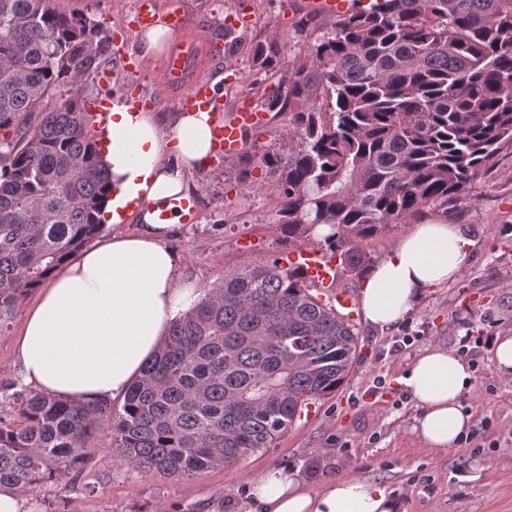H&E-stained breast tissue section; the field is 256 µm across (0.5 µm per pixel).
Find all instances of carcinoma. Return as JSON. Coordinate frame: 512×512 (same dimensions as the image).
Masks as SVG:
<instances>
[{
	"instance_id": "carcinoma-1",
	"label": "carcinoma",
	"mask_w": 512,
	"mask_h": 512,
	"mask_svg": "<svg viewBox=\"0 0 512 512\" xmlns=\"http://www.w3.org/2000/svg\"><path fill=\"white\" fill-rule=\"evenodd\" d=\"M111 35L54 0H0V336L24 300L104 227L111 174L82 81ZM275 41L254 65H280ZM61 86L70 96L27 123ZM268 108L293 113L299 148L278 173L279 231L340 254L360 275L373 237L422 208L459 200L512 148V0H370L339 17ZM330 227L321 237L318 227ZM358 335L279 260L224 274L173 325L121 403L63 402L4 387L0 488L33 493L69 475L104 430L117 461L189 479L275 446L298 414L335 392Z\"/></svg>"
}]
</instances>
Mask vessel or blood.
<instances>
[{
    "instance_id": "vessel-or-blood-1",
    "label": "vessel or blood",
    "mask_w": 512,
    "mask_h": 512,
    "mask_svg": "<svg viewBox=\"0 0 512 512\" xmlns=\"http://www.w3.org/2000/svg\"><path fill=\"white\" fill-rule=\"evenodd\" d=\"M195 55V42L185 39L165 60L164 79L169 85L183 89L182 94L175 100L176 109H206L213 112L214 156L221 161L234 158L245 145V133L266 124L267 119L261 113L246 107L227 109L225 103L218 98L211 82L191 79V60ZM121 66L129 76L127 92L134 107H156L155 98L142 96L139 91V77L146 67L145 60L137 56L122 60ZM280 264L284 268L297 271L308 286L319 288L330 306L349 314L350 317H357L360 302L356 295L340 287L341 272L334 253L315 247L297 246L281 255Z\"/></svg>"
}]
</instances>
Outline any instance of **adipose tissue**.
Returning <instances> with one entry per match:
<instances>
[{"label":"adipose tissue","instance_id":"ef3b65f1","mask_svg":"<svg viewBox=\"0 0 512 512\" xmlns=\"http://www.w3.org/2000/svg\"><path fill=\"white\" fill-rule=\"evenodd\" d=\"M107 162L118 209L143 198L166 204L187 197L188 174L210 163L207 111L184 113L170 132L155 115L123 98L107 114ZM133 232L119 231L57 271L25 313L16 342L19 382L34 393L95 405L124 400L161 349L172 325L198 299L168 241L174 220L138 209ZM470 246L454 224L417 225L374 267L361 290L365 319L385 330L427 289L453 281ZM418 410L413 431L436 450L458 445L468 427L461 398L473 386L468 363L440 348L420 353L400 379ZM256 512H408L400 495L366 480L331 476L311 486L298 471L271 467L252 486Z\"/></svg>","mask_w":512,"mask_h":512}]
</instances>
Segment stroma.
I'll use <instances>...</instances> for the list:
<instances>
[{
    "label": "stroma",
    "mask_w": 512,
    "mask_h": 512,
    "mask_svg": "<svg viewBox=\"0 0 512 512\" xmlns=\"http://www.w3.org/2000/svg\"><path fill=\"white\" fill-rule=\"evenodd\" d=\"M137 0H58L61 8L84 12L107 27L123 52L140 51L139 30L130 24ZM187 15L199 39L194 78L212 79L224 61L238 76L224 84L228 107L246 104L267 112V130L250 131L244 151L194 173L190 194L194 220L181 222L169 240L181 271L198 289L221 285L226 272L273 260L290 247L278 232L280 204L273 178L260 167L262 153L288 151L281 134L292 123L288 111H268L272 81L252 61L250 39L277 40L281 70L305 63L317 39L331 32L334 13H312L308 0H155L158 16L172 8ZM244 18L246 40L224 53L225 17ZM162 57H148L143 90L161 102L155 115L172 129L179 90L167 86ZM438 219L459 225L473 245L457 278L425 292L396 325L380 330L355 322L360 357L340 388L310 405L275 447L258 451L229 468H215L190 480L145 477L114 463L110 440L100 437L89 465L78 475L44 485L34 494L36 512H232L245 501L252 482L267 468H297L311 485L330 476L371 481L405 497L409 512H512V375L496 369L490 341L512 331V152L474 179L462 200L429 205L360 247L383 259L417 224ZM481 336V347L462 352L466 332ZM463 354L474 371V386L462 404L471 423L487 421L486 441L497 450L475 452L425 447L412 433L416 409L399 379L424 349Z\"/></svg>",
    "instance_id": "1"
}]
</instances>
